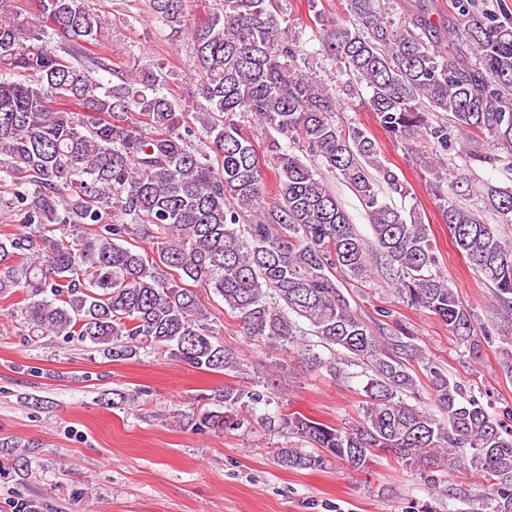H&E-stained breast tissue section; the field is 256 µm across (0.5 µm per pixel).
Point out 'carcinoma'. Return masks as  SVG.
Segmentation results:
<instances>
[{
  "label": "carcinoma",
  "instance_id": "carcinoma-1",
  "mask_svg": "<svg viewBox=\"0 0 512 512\" xmlns=\"http://www.w3.org/2000/svg\"><path fill=\"white\" fill-rule=\"evenodd\" d=\"M191 0H151L153 15L188 30L201 74V112H185L153 70L103 83L76 61L109 39L107 18L88 0H34L31 26L0 0V297L17 292L13 317L24 335L77 340L114 362L160 349L188 366L243 371L217 340L199 289L210 288L245 335L293 346L305 365L343 378L364 368L359 419L331 426L299 413L261 412L282 364L244 389L226 386L213 407L187 418L196 431L286 433L304 447L278 449L287 469L319 470L333 457L365 470L380 450L401 463H445L486 481L472 512H512V409L490 410L451 380L403 329L384 332L354 312L336 272L363 282L380 263L402 302L429 311L472 360L492 341L448 280L430 225L380 197L409 194L381 159L373 134L336 124V95L359 98L380 129L407 150L424 137L422 159L452 243L491 287V307L512 317V239L458 200L471 170L448 181L451 131L489 141L512 175V18L478 0H452L446 19L431 4L397 23L390 0H346L348 23L324 21L335 62L332 83L297 64L279 0H220L187 28ZM448 115L451 125L431 113ZM199 124L195 129L189 120ZM255 123L262 142L246 130ZM273 164L278 201L267 204ZM358 196L373 230L366 241L327 181ZM485 204L512 224V187L483 184ZM419 365L439 413L416 396ZM140 392L112 391V407Z\"/></svg>",
  "mask_w": 512,
  "mask_h": 512
}]
</instances>
